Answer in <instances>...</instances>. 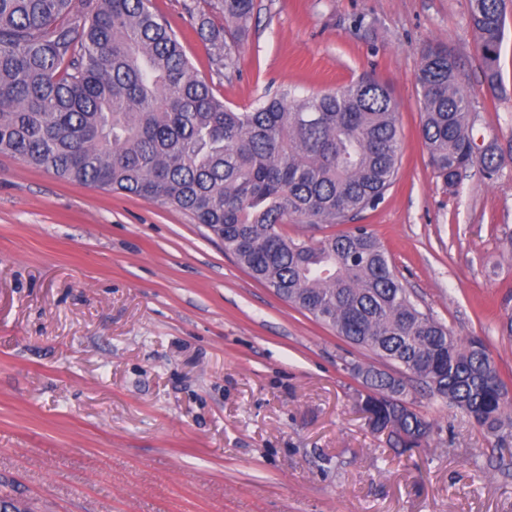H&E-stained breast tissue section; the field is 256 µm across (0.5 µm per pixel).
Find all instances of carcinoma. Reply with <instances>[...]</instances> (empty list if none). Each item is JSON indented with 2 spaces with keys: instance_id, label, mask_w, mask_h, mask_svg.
Instances as JSON below:
<instances>
[{
  "instance_id": "cac0c4a2",
  "label": "carcinoma",
  "mask_w": 512,
  "mask_h": 512,
  "mask_svg": "<svg viewBox=\"0 0 512 512\" xmlns=\"http://www.w3.org/2000/svg\"><path fill=\"white\" fill-rule=\"evenodd\" d=\"M484 76L500 80L504 0H468ZM224 30L189 7L218 75L234 67L224 33H246L254 0H216ZM418 82L421 135L447 186L478 165L493 177L497 141L481 131L459 64L429 45ZM396 104L377 80L292 95L242 112L198 79L150 0H0V154L58 178L174 207L204 225L257 281L352 344L399 368L366 373L358 406L392 448H425L433 422L413 408L411 379L462 409L487 435L512 436V394L479 338L466 342L421 311L363 226L320 240L291 221L344 224L377 206L398 174Z\"/></svg>"
}]
</instances>
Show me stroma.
<instances>
[{"instance_id":"stroma-1","label":"stroma","mask_w":512,"mask_h":512,"mask_svg":"<svg viewBox=\"0 0 512 512\" xmlns=\"http://www.w3.org/2000/svg\"><path fill=\"white\" fill-rule=\"evenodd\" d=\"M151 0L234 109L370 76L402 155L354 217L422 311L481 338L512 390V161L447 188L420 135L427 45L455 55L485 135L512 145V0L489 87L468 0H255L216 75L185 10ZM277 297L189 216L0 155V495L28 512H512V438L418 391L429 447L396 452L357 407L375 363Z\"/></svg>"}]
</instances>
